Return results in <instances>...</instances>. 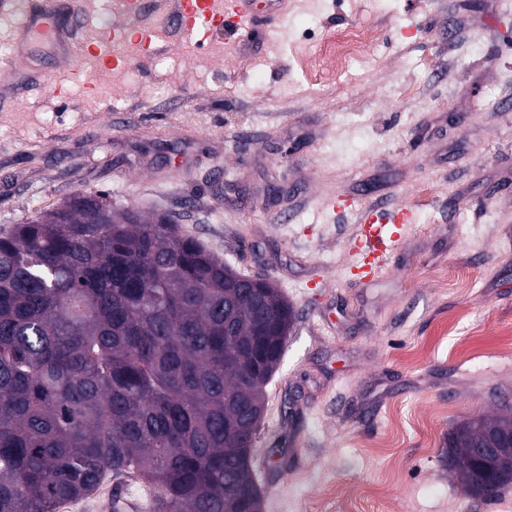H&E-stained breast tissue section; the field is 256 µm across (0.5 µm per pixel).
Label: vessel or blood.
I'll return each instance as SVG.
<instances>
[{"instance_id": "obj_1", "label": "vessel or blood", "mask_w": 512, "mask_h": 512, "mask_svg": "<svg viewBox=\"0 0 512 512\" xmlns=\"http://www.w3.org/2000/svg\"><path fill=\"white\" fill-rule=\"evenodd\" d=\"M284 2L171 0L169 22L187 36L201 27L219 33L223 31L227 17H234L238 24L246 25L254 21L257 12L279 14ZM121 7L126 26L115 32L106 31L91 49L92 54L108 68L118 63L117 58L109 53V45L114 37H121L144 49L151 48L155 42L154 30L140 22L141 0H122ZM76 15L70 0H37L32 6L25 5L23 0H0V16H14L18 19L15 26V48L10 54L0 57V74L11 76L9 92L16 100H23L27 91L33 88L51 91L59 97L65 96V88L53 82L47 69L29 63L27 50L31 46L42 45L59 57L75 60L72 35ZM413 221V213L406 205L387 215L371 209L362 211L354 249L361 257L365 274H373L383 265L396 242L394 227Z\"/></svg>"}]
</instances>
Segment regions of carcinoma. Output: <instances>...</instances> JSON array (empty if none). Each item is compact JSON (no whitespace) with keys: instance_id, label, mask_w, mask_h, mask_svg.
<instances>
[{"instance_id":"obj_1","label":"carcinoma","mask_w":512,"mask_h":512,"mask_svg":"<svg viewBox=\"0 0 512 512\" xmlns=\"http://www.w3.org/2000/svg\"><path fill=\"white\" fill-rule=\"evenodd\" d=\"M76 199L0 234V512H58L108 481L143 512H262L250 456L296 314L169 224H97ZM512 415L456 424L466 491L512 484Z\"/></svg>"}]
</instances>
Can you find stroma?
<instances>
[{"label":"stroma","instance_id":"obj_1","mask_svg":"<svg viewBox=\"0 0 512 512\" xmlns=\"http://www.w3.org/2000/svg\"><path fill=\"white\" fill-rule=\"evenodd\" d=\"M78 9L75 40L114 22ZM168 9L144 0L157 48L111 72L42 57L67 97L0 96V232L101 193L279 288L297 320L257 432L255 460L282 463L253 469L264 512H339L331 487L359 512H512V485L473 498L439 457L459 422L512 411V0H287L201 42ZM361 26L367 65L300 67ZM403 205L414 224L362 278L360 211Z\"/></svg>","mask_w":512,"mask_h":512}]
</instances>
